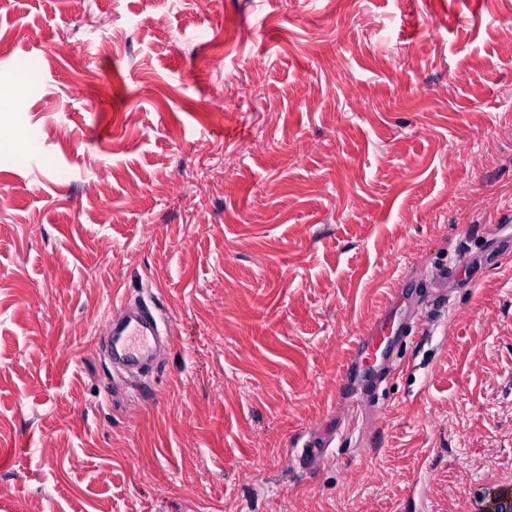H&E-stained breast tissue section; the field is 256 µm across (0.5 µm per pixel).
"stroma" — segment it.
Here are the masks:
<instances>
[{"label": "stroma", "instance_id": "35a3bbf8", "mask_svg": "<svg viewBox=\"0 0 512 512\" xmlns=\"http://www.w3.org/2000/svg\"><path fill=\"white\" fill-rule=\"evenodd\" d=\"M510 196L512 0H0V512H472ZM402 267L444 315L340 389ZM117 287L173 325L143 387L95 345Z\"/></svg>", "mask_w": 512, "mask_h": 512}]
</instances>
